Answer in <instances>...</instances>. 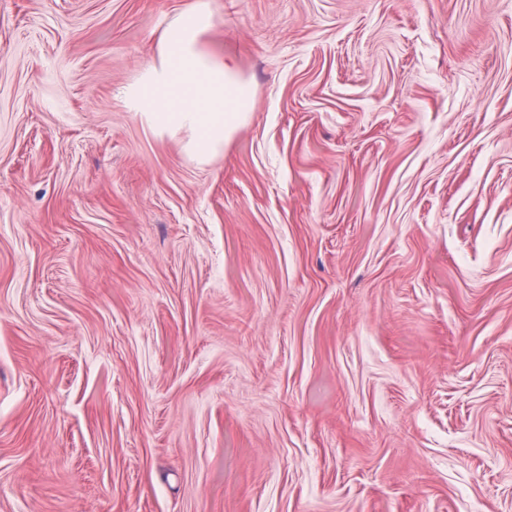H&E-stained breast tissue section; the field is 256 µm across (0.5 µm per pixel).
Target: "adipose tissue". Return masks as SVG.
<instances>
[{
	"instance_id": "adipose-tissue-1",
	"label": "adipose tissue",
	"mask_w": 512,
	"mask_h": 512,
	"mask_svg": "<svg viewBox=\"0 0 512 512\" xmlns=\"http://www.w3.org/2000/svg\"><path fill=\"white\" fill-rule=\"evenodd\" d=\"M212 25L205 0H190L127 90L131 111L156 133L188 132L186 149L201 163L223 150L246 119L251 101L234 64L202 49L201 38Z\"/></svg>"
}]
</instances>
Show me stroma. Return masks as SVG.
<instances>
[{
	"instance_id": "stroma-1",
	"label": "stroma",
	"mask_w": 512,
	"mask_h": 512,
	"mask_svg": "<svg viewBox=\"0 0 512 512\" xmlns=\"http://www.w3.org/2000/svg\"><path fill=\"white\" fill-rule=\"evenodd\" d=\"M208 2L200 165L186 0H0V512H512V0ZM213 25L204 1L189 3L162 33L152 59L127 90L132 112L156 133H189L186 150L206 163L249 115L251 96L234 64L201 47Z\"/></svg>"
}]
</instances>
